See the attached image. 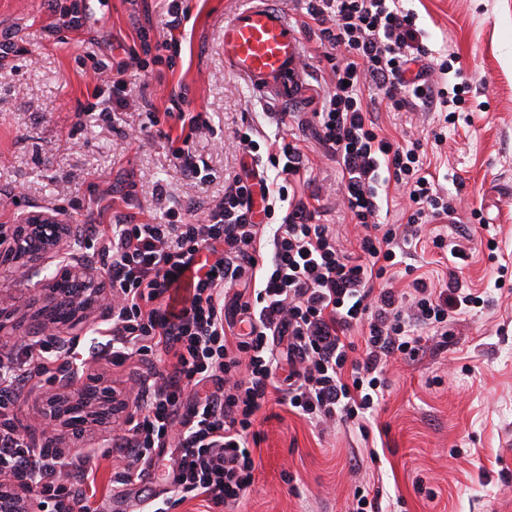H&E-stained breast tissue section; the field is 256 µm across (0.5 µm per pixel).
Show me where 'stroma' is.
<instances>
[{
    "instance_id": "stroma-1",
    "label": "stroma",
    "mask_w": 512,
    "mask_h": 512,
    "mask_svg": "<svg viewBox=\"0 0 512 512\" xmlns=\"http://www.w3.org/2000/svg\"><path fill=\"white\" fill-rule=\"evenodd\" d=\"M71 3L0 0V43L15 47L0 57V225L40 212L65 224L107 225L119 218L139 223L161 218L171 207L194 219L246 163L236 131L248 125L270 139H298L308 159L298 196L317 199L319 223L334 225L342 249L358 253L361 232L338 204L339 168L314 126L298 127L294 118L306 111L316 81L331 76L316 36L303 35L308 68L300 99L261 97L224 66V21L241 0H182L189 21L179 55L170 62L146 55L147 72L132 83L146 85L172 136L181 130L177 118L165 114L171 95L186 91L188 109L208 117L211 134L192 145L210 175L203 184L172 157L154 127L133 139L123 114L106 117L86 109L97 85L94 65L121 58L140 28L158 39L165 0H81L83 29H56L58 8ZM404 6L417 14L433 54L458 52L473 96L489 109L444 128L437 113L418 107L392 112L382 93L373 92L374 115L385 133L421 140L430 173L458 200L453 217L421 226L406 258L413 273L399 275L395 285L407 287L421 275L443 288L448 262L431 238L439 233L458 240L477 209L487 225L485 237L495 238L498 249L476 250L464 277L485 304L449 324L445 346L431 342L416 359L389 362L370 437L350 425L314 427L287 406L269 402L257 425L262 441L254 450V482L233 512H348L355 488L373 484L388 492L384 512H512V288L495 286L498 265L512 270V0H405ZM437 131L445 135L438 147ZM56 274L51 258L39 262L29 280L9 278L8 287L31 294L14 311L22 337L0 336V356L38 341L32 316L42 301L35 288ZM106 325V319L92 318L62 338L86 358L82 384L98 378L131 386L134 364L117 367L91 356ZM53 389L40 377L15 396L29 436H39V412ZM87 434L92 447L62 454L69 461L95 462V512H130L133 504L164 498L176 478L175 449H165L143 481L120 485L113 476L124 460L112 451L111 428L92 426ZM372 448L378 460L370 459Z\"/></svg>"
}]
</instances>
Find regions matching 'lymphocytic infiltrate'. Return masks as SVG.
Here are the masks:
<instances>
[{"instance_id":"1","label":"lymphocytic infiltrate","mask_w":512,"mask_h":512,"mask_svg":"<svg viewBox=\"0 0 512 512\" xmlns=\"http://www.w3.org/2000/svg\"><path fill=\"white\" fill-rule=\"evenodd\" d=\"M304 5L321 44L340 55L311 119L341 170L343 207L363 230L359 255L346 254L332 225L317 223L309 203L296 199L294 184L307 172L298 145L260 144L250 128L238 130L237 138L253 165L281 169L287 184L256 189L238 177L200 218L188 221L170 209L164 223L114 224L85 243L112 281V318L100 352L113 365L133 360L144 367L134 410L112 442L127 459L116 479L141 481L157 450H179L173 489L146 504V512H170L196 498L205 512H225L253 482L254 447L261 441L255 423L269 401L324 428L364 424L383 396L388 361L411 360L423 350L415 328L447 336L449 322L480 303L462 279L465 247L440 234L432 243L449 253L446 288H431L421 277L402 293L382 284L395 277L397 256L408 243L380 221L389 184L408 189V224L457 207L425 171L420 141L399 143L385 134L365 91H383L395 111L418 103L454 123L467 111L469 93L456 52L431 58L416 14L398 0ZM143 67L136 49H128L112 64L108 98L89 104V111L136 117L128 78ZM184 102L180 93L171 98V110L188 130L173 156L193 171L190 143L211 126ZM257 192L274 232L255 221ZM244 279L245 289L239 286ZM360 325L366 332L359 349L349 333ZM74 353L71 344H26L20 355L1 357L0 394L58 374L61 355ZM163 353L171 362L161 363ZM7 408L0 401V472L34 495L37 512H91L89 459L59 470L46 448L25 442L18 416L7 415Z\"/></svg>"}]
</instances>
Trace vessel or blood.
<instances>
[{"label":"vessel or blood","instance_id":"vessel-or-blood-1","mask_svg":"<svg viewBox=\"0 0 512 512\" xmlns=\"http://www.w3.org/2000/svg\"><path fill=\"white\" fill-rule=\"evenodd\" d=\"M224 64L257 95L294 96L299 30L275 0H245L224 23Z\"/></svg>","mask_w":512,"mask_h":512}]
</instances>
